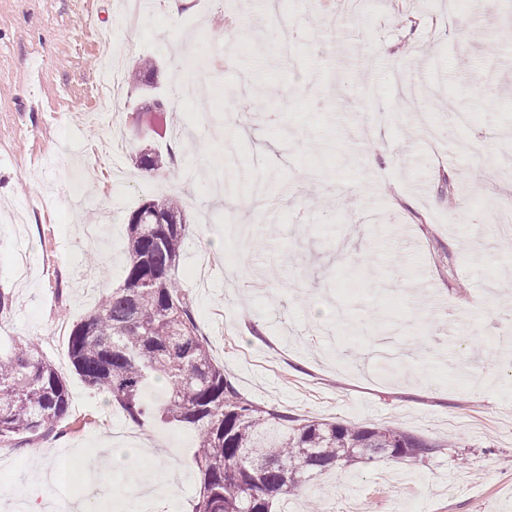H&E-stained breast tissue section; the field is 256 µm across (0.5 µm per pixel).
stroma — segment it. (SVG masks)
Returning <instances> with one entry per match:
<instances>
[{
	"label": "stroma",
	"instance_id": "stroma-1",
	"mask_svg": "<svg viewBox=\"0 0 512 512\" xmlns=\"http://www.w3.org/2000/svg\"><path fill=\"white\" fill-rule=\"evenodd\" d=\"M124 11L0 0V346L36 340L71 396L55 438L0 448V512H37V471L107 437L125 447L128 418L75 374L68 337L122 283L127 218L160 195L184 205L177 279L245 397L443 443L331 469L288 512H512V236L495 228L512 203V0H185V50L162 5L135 38ZM105 29L115 70L156 64L117 105L97 95ZM151 95L168 111H144ZM145 147L162 160L150 179ZM139 426L188 479L152 507L177 512L201 484L195 433Z\"/></svg>",
	"mask_w": 512,
	"mask_h": 512
}]
</instances>
